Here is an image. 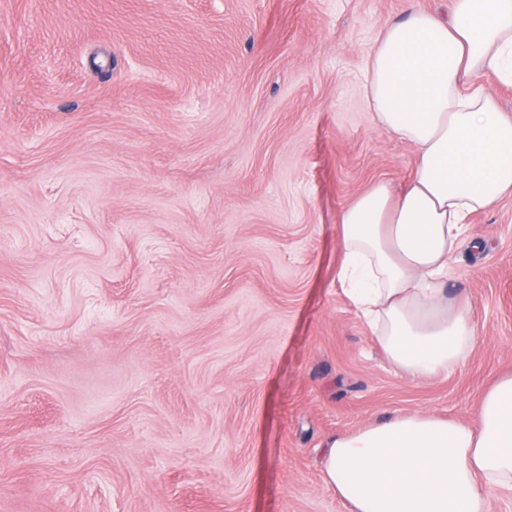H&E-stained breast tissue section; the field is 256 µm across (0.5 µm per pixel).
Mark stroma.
I'll list each match as a JSON object with an SVG mask.
<instances>
[{
	"mask_svg": "<svg viewBox=\"0 0 512 512\" xmlns=\"http://www.w3.org/2000/svg\"><path fill=\"white\" fill-rule=\"evenodd\" d=\"M444 0H0V512H347L326 439L476 423L512 371V199L430 379L336 280V217L415 150L372 119L383 27Z\"/></svg>",
	"mask_w": 512,
	"mask_h": 512,
	"instance_id": "1",
	"label": "stroma"
}]
</instances>
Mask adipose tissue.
I'll return each instance as SVG.
<instances>
[{
  "label": "adipose tissue",
  "instance_id": "1",
  "mask_svg": "<svg viewBox=\"0 0 512 512\" xmlns=\"http://www.w3.org/2000/svg\"><path fill=\"white\" fill-rule=\"evenodd\" d=\"M512 84V0L410 10L379 36L364 91L374 121L416 150L400 189L372 184L341 210L336 279L408 376L464 362L478 333L446 290L469 219L512 198V115L482 83ZM478 426L413 411L328 439L325 483L350 512H489L512 493V374L482 394Z\"/></svg>",
  "mask_w": 512,
  "mask_h": 512
}]
</instances>
